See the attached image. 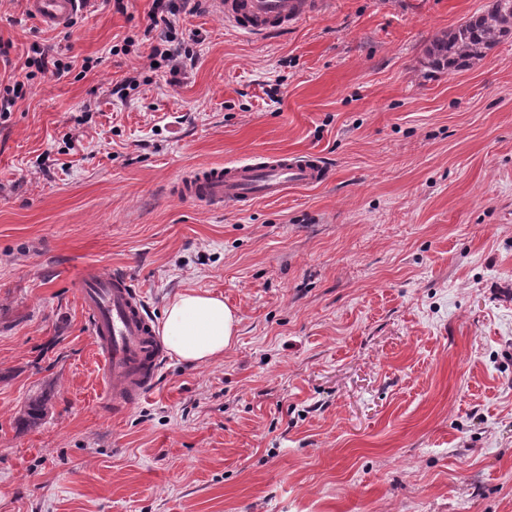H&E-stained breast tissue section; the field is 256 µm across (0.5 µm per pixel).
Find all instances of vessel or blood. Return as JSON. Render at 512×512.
<instances>
[{"mask_svg":"<svg viewBox=\"0 0 512 512\" xmlns=\"http://www.w3.org/2000/svg\"><path fill=\"white\" fill-rule=\"evenodd\" d=\"M87 0H25L30 16L44 28L67 26ZM327 0H212L226 27L254 38L287 31L302 18L322 12ZM331 175L313 153H273L202 170L179 179L186 199L221 208L273 200L288 190L324 184ZM77 295L90 317V333L103 358L102 378L114 412H122L151 390L164 350L144 301L123 272L83 267Z\"/></svg>","mask_w":512,"mask_h":512,"instance_id":"vessel-or-blood-1","label":"vessel or blood"}]
</instances>
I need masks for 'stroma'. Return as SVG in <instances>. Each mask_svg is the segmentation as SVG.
<instances>
[{
	"mask_svg": "<svg viewBox=\"0 0 512 512\" xmlns=\"http://www.w3.org/2000/svg\"><path fill=\"white\" fill-rule=\"evenodd\" d=\"M489 3L329 0L263 40L208 5L180 19L202 41L174 78L147 66L152 0H92L64 29L0 0L1 84L36 42L75 61L0 123V512H512V38L422 65ZM304 151L321 186L223 209L172 193ZM86 265L125 270L156 322L180 290L222 296L236 343L166 354L114 414Z\"/></svg>",
	"mask_w": 512,
	"mask_h": 512,
	"instance_id": "35a3bbf8",
	"label": "stroma"
}]
</instances>
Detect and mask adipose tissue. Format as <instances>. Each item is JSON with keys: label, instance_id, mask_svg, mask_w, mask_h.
<instances>
[{"label": "adipose tissue", "instance_id": "1", "mask_svg": "<svg viewBox=\"0 0 512 512\" xmlns=\"http://www.w3.org/2000/svg\"><path fill=\"white\" fill-rule=\"evenodd\" d=\"M239 314L222 298L188 289L177 293L166 305L160 322L165 346L189 364H208L221 358L234 342Z\"/></svg>", "mask_w": 512, "mask_h": 512}]
</instances>
